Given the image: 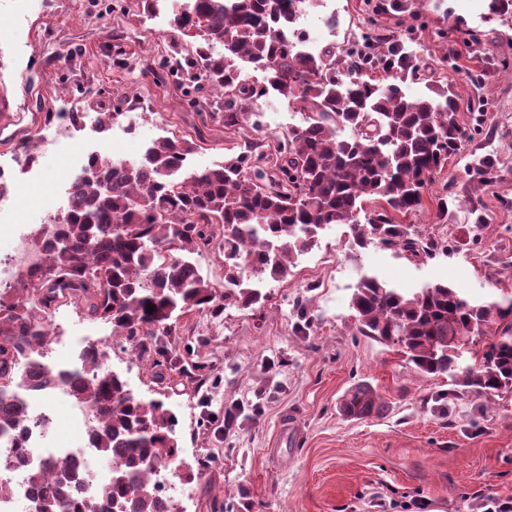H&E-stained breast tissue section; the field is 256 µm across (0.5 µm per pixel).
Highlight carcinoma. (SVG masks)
<instances>
[{
  "label": "carcinoma",
  "instance_id": "carcinoma-1",
  "mask_svg": "<svg viewBox=\"0 0 512 512\" xmlns=\"http://www.w3.org/2000/svg\"><path fill=\"white\" fill-rule=\"evenodd\" d=\"M311 5L312 0H187L172 30L194 32L196 44L183 57L184 68L224 94L212 113L233 140L224 162L185 171L197 149L185 138L155 140L133 162L93 157L59 228L44 235L42 269L0 288V433L20 440L30 423L5 396L19 371L64 382L77 403L96 412L92 447L112 466L97 500L116 509L179 512L175 501H161L164 481L151 469L156 463L183 479L177 419L162 401L136 398L119 374L102 367L108 359L104 345L86 349L90 373L54 371L48 344L36 336L59 304L82 303L86 317L111 324L112 335L141 358L154 351L155 337L170 334L187 313L259 303L261 292L245 287L244 278L287 280L295 258L311 251L328 225L348 226L360 248L378 244L423 261L438 245L401 217L422 209L424 192L448 159L465 141L484 134V101L471 106L475 123L467 127L448 85L421 97L403 88L426 70L378 16L413 17L414 0L371 7L362 48L332 44L305 54L300 32L290 28L283 34L280 27L293 11ZM510 18L512 0H491L489 19ZM243 62L261 69L262 83L241 78ZM373 72L384 73V80ZM270 92L297 102L303 121L267 151L252 134L261 132L258 100ZM499 164L495 150L471 154L467 182L491 186ZM453 188L446 183L436 195L445 224L454 223L463 206ZM468 220L476 239L488 223L486 213L473 205ZM216 227L222 230V286L204 278L190 259L215 243ZM351 309L361 335L400 347L420 376L448 375L456 386L448 399L512 391V292L472 298L443 283L406 291L364 275ZM483 336L488 341L481 360L463 364L467 347ZM383 407V397L364 382L340 404L352 420ZM47 466L33 465L26 474L40 488L36 501L42 512H90V503L74 495L85 471L61 467L47 487Z\"/></svg>",
  "mask_w": 512,
  "mask_h": 512
}]
</instances>
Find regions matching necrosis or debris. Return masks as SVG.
Here are the masks:
<instances>
[{"mask_svg":"<svg viewBox=\"0 0 512 512\" xmlns=\"http://www.w3.org/2000/svg\"><path fill=\"white\" fill-rule=\"evenodd\" d=\"M15 237L12 256L0 261V285L35 273L43 259L42 250L30 245L24 231H17ZM67 391V386L59 382L38 390L31 387L27 377H20L13 399L16 405L34 417L35 423L25 434L21 448H14L10 440L0 437V483L9 489L7 495L0 496V512H13L15 502H29L35 498L36 493L26 480V470L29 465L45 460L58 468L72 463L86 468L88 480L80 496L86 501H93L95 489L101 482L100 475L91 468L94 450L88 442V432L95 423L93 410L86 405H72L68 419L79 430L77 444L73 447L54 444L58 415L53 399Z\"/></svg>","mask_w":512,"mask_h":512,"instance_id":"necrosis-or-debris-1","label":"necrosis or debris"}]
</instances>
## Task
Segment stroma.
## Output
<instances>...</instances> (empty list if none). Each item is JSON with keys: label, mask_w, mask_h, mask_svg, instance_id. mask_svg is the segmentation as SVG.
Wrapping results in <instances>:
<instances>
[{"label": "stroma", "mask_w": 512, "mask_h": 512, "mask_svg": "<svg viewBox=\"0 0 512 512\" xmlns=\"http://www.w3.org/2000/svg\"><path fill=\"white\" fill-rule=\"evenodd\" d=\"M141 4L0 0V166L13 172L0 189V256L12 251L17 225L40 228L43 207L81 174L83 153L135 160L154 139L184 137L197 144L193 166L223 162L229 141L209 116L215 90L180 72L160 82L150 71L171 42H192L167 25L177 0H157L148 15ZM363 8L364 0H315L311 14H335L336 28L309 31L310 45L348 43ZM420 11L425 26L411 33L405 20L384 22L411 34L423 65L456 55L458 69L440 72L441 82L460 105L487 101L498 133L465 146L498 151L493 186L471 194L464 155L450 158L439 176L455 180L460 199L480 200L489 221L478 238L466 222L441 224L431 190L406 218L439 245L426 261L379 246L355 250L347 226L327 227L286 282L263 289L260 303L189 313L158 337L152 362L111 340L110 325L86 319L80 304H62L51 316L59 330L51 359L67 361L79 343L108 344L107 369L136 397L162 401L176 415L181 456L200 474L184 512H484L489 499H512V391L439 404L447 376L421 378L397 348L362 336L349 307L366 273L407 289L436 281L476 296L512 291V65L488 67L456 39L443 44L434 36L459 19L484 32L489 56L512 62V22L487 23L484 0H423ZM259 109L269 144L302 122L299 104L272 93ZM75 110L115 113L116 125L79 129L30 164L26 142ZM156 363L163 379L153 375ZM362 382L386 408L351 421L339 406ZM229 408L239 413L230 430Z\"/></svg>", "instance_id": "1"}]
</instances>
